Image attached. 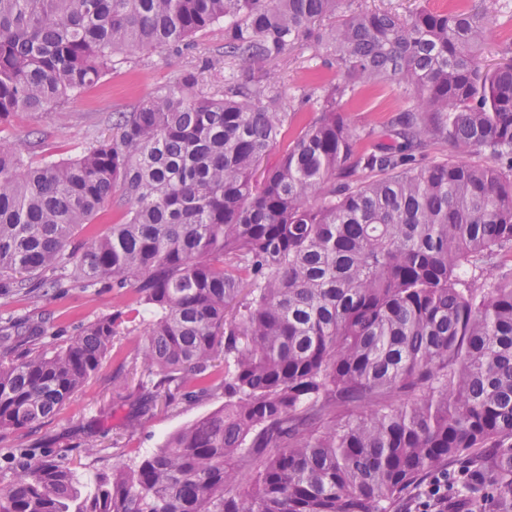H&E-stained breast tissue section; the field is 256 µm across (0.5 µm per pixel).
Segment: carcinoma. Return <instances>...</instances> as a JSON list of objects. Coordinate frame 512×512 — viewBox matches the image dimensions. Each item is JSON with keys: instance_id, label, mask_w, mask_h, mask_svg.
Segmentation results:
<instances>
[{"instance_id": "cac0c4a2", "label": "carcinoma", "mask_w": 512, "mask_h": 512, "mask_svg": "<svg viewBox=\"0 0 512 512\" xmlns=\"http://www.w3.org/2000/svg\"><path fill=\"white\" fill-rule=\"evenodd\" d=\"M224 23L244 66L210 95L194 72L68 162L0 136V297L133 287L51 357H0V429L55 416L117 336L146 323L162 373L137 404L224 388V405L82 494L19 448L0 512H512V45L495 14L401 16L352 0H0V125L96 85L117 62ZM307 46L336 64L295 112L252 65ZM412 105L379 131L345 119L359 86ZM438 143L484 162L428 161ZM122 210L108 220L114 193ZM42 333L0 326L14 347ZM468 4L482 5L497 15V25L485 43L481 61L484 64L494 65L500 62L499 48L512 43V0H468Z\"/></svg>"}]
</instances>
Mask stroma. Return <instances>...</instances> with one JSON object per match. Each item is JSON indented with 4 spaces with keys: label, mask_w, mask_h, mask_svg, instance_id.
I'll return each instance as SVG.
<instances>
[{
    "label": "stroma",
    "mask_w": 512,
    "mask_h": 512,
    "mask_svg": "<svg viewBox=\"0 0 512 512\" xmlns=\"http://www.w3.org/2000/svg\"><path fill=\"white\" fill-rule=\"evenodd\" d=\"M470 5L489 8L497 25L485 43L481 60L500 61V48L512 43V0H468ZM212 68H205V60ZM237 65L224 56V26L216 24L188 43L140 55L106 73L99 86L46 112H21L0 125V135L18 145L36 141L30 158L39 163L77 156L98 137L112 133V115L132 112L157 92L173 87L189 71L197 72L204 90L219 95L224 76ZM283 103L302 113L311 112L306 94L315 84H329L336 66L331 58L305 47L276 62L261 65ZM355 103L347 107L348 122L357 127H380L410 99L403 88L390 85L382 90L360 87ZM129 290L94 285L66 287L45 296L0 298V319L31 318L43 328L36 348L52 353L64 346L79 322L124 308ZM142 330L122 333L116 351L54 417L22 429L0 430V487L10 484L14 473L7 466L15 449L27 448L39 459L75 462L82 484L113 464L160 448L167 437L224 403L223 390L187 402L174 398L158 402L149 412L133 404L139 388L152 385L157 372L148 370L144 358Z\"/></svg>",
    "instance_id": "stroma-1"
}]
</instances>
